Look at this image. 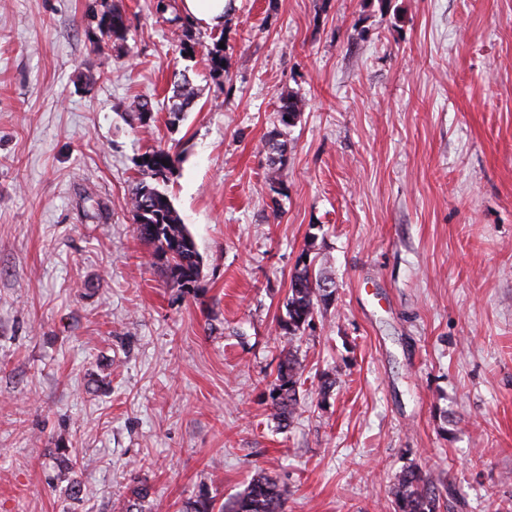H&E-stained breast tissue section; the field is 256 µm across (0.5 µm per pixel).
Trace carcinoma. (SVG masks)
Here are the masks:
<instances>
[{
	"mask_svg": "<svg viewBox=\"0 0 512 512\" xmlns=\"http://www.w3.org/2000/svg\"><path fill=\"white\" fill-rule=\"evenodd\" d=\"M182 37L178 51L181 55L197 53L199 42L192 35V23L180 16ZM102 35L112 40V46L124 48L128 19L124 11L114 4L102 11L98 20ZM224 35L212 38L207 47L206 61L210 75L220 79L226 72L227 57L220 42ZM199 95L198 88L186 75L173 81L169 98V123L180 121L181 114L192 108ZM305 101L288 94L281 99L279 123L290 127L303 112ZM139 126L147 127L154 121V108L150 101L138 102L132 109ZM270 190L277 193L282 185L281 166L286 144L272 137L268 141ZM140 178L131 191V206L140 237L152 247V256L168 273L170 280L180 288H193L201 274V259L195 242L182 218L172 204L163 186L169 182L180 161L177 152L158 145L140 156ZM167 164H162V161ZM331 278L323 268L316 267V258L302 252L290 278L286 302V316L277 320L279 335L286 339L278 355L276 377L270 383V412L280 427H287L299 405V389L310 379L306 366L297 356L295 340L310 328L320 306L330 304L335 289L327 286ZM392 512H439V491L430 476L417 466L401 470L393 482ZM286 491L272 476L256 473L245 489L215 506L214 500L202 493L191 503L190 512H286Z\"/></svg>",
	"mask_w": 512,
	"mask_h": 512,
	"instance_id": "obj_1",
	"label": "carcinoma"
}]
</instances>
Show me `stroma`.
Wrapping results in <instances>:
<instances>
[{
	"instance_id": "obj_1",
	"label": "stroma",
	"mask_w": 512,
	"mask_h": 512,
	"mask_svg": "<svg viewBox=\"0 0 512 512\" xmlns=\"http://www.w3.org/2000/svg\"><path fill=\"white\" fill-rule=\"evenodd\" d=\"M113 2L120 55L101 0H0V512H185L260 471L287 512H389L410 465L440 512H512V0H233L219 81L155 0ZM178 71L200 95L173 124ZM288 91L306 107L284 128ZM157 145L181 156L190 289L130 205ZM306 249L336 293L297 346L333 386L307 382L281 428ZM98 26L102 35L112 40V46L120 52L124 48L128 30V19L124 11L112 4V7L102 11ZM268 149H269V173H268V181L270 186V191H273L279 194L281 191L280 187H276V185L282 186L281 179V166L283 165V156L286 151V144L284 142H280L275 136H272L268 141Z\"/></svg>"
}]
</instances>
